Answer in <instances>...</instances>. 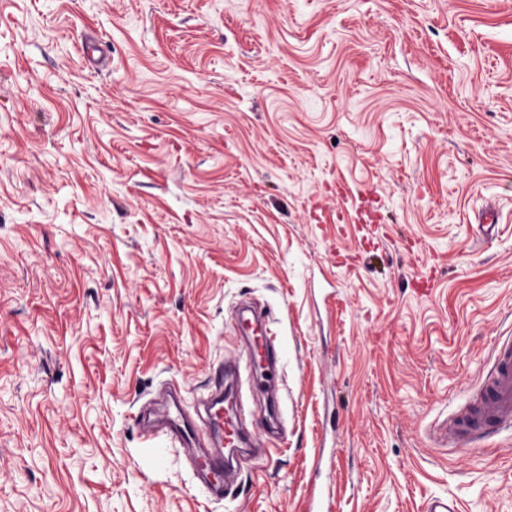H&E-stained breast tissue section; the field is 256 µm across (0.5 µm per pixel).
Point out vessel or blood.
Listing matches in <instances>:
<instances>
[{
    "instance_id": "vessel-or-blood-1",
    "label": "vessel or blood",
    "mask_w": 512,
    "mask_h": 512,
    "mask_svg": "<svg viewBox=\"0 0 512 512\" xmlns=\"http://www.w3.org/2000/svg\"><path fill=\"white\" fill-rule=\"evenodd\" d=\"M238 326L246 347V362L261 371V388L276 389L281 351L277 336L260 317H239ZM241 364L225 362L217 369L212 394L203 402V414L193 416L182 407L179 396L162 386L141 412L144 435L166 436L191 452L189 461L205 493L223 499L224 487L233 474L234 462L243 460L244 444L262 447L261 439L250 438L243 426L244 408H224V385L239 377ZM512 432V336L496 337L490 368L476 393L451 413L444 426L450 450L480 451L483 443Z\"/></svg>"
}]
</instances>
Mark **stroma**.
<instances>
[{
	"label": "stroma",
	"instance_id": "obj_1",
	"mask_svg": "<svg viewBox=\"0 0 512 512\" xmlns=\"http://www.w3.org/2000/svg\"><path fill=\"white\" fill-rule=\"evenodd\" d=\"M496 204L484 238L478 213ZM280 339L220 501L146 439ZM512 336V0H0V512H512L437 426ZM238 326L241 338L245 342L246 362L256 374L257 385L263 389L275 390L265 419V427H269L271 416L276 413L278 408L277 378L281 362L278 337L262 318L255 315L253 318L239 316ZM258 366L263 370L259 375L263 379L262 381H259L257 374Z\"/></svg>",
	"mask_w": 512,
	"mask_h": 512
}]
</instances>
